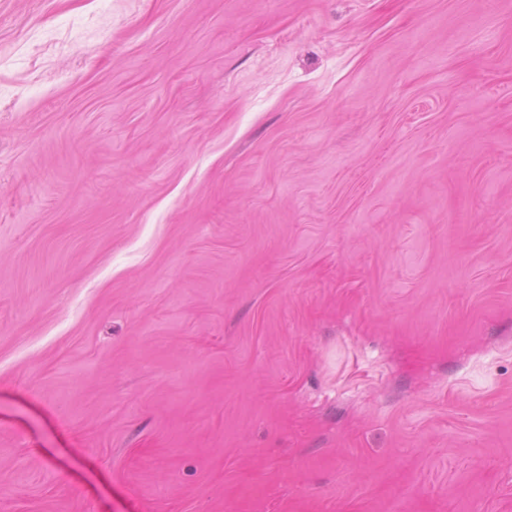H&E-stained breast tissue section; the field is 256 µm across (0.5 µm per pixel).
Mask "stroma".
<instances>
[{"label": "stroma", "mask_w": 512, "mask_h": 512, "mask_svg": "<svg viewBox=\"0 0 512 512\" xmlns=\"http://www.w3.org/2000/svg\"><path fill=\"white\" fill-rule=\"evenodd\" d=\"M0 512H512V0H0Z\"/></svg>", "instance_id": "1"}]
</instances>
